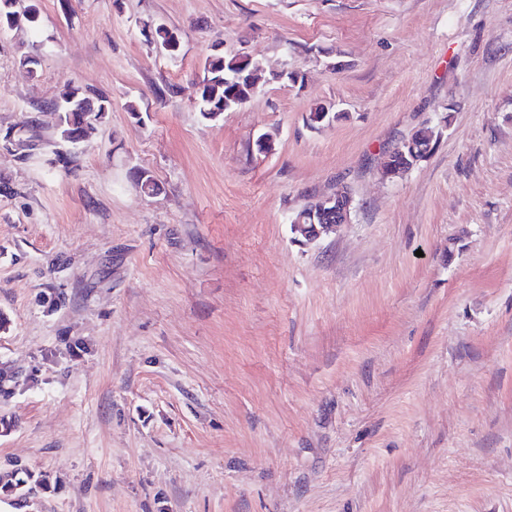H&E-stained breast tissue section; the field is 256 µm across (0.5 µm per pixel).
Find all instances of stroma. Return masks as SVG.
Here are the masks:
<instances>
[{"instance_id": "1", "label": "stroma", "mask_w": 512, "mask_h": 512, "mask_svg": "<svg viewBox=\"0 0 512 512\" xmlns=\"http://www.w3.org/2000/svg\"><path fill=\"white\" fill-rule=\"evenodd\" d=\"M31 3L0 30V475L50 485L0 512H512V0ZM216 48L264 71L211 122ZM68 85L111 104L71 150ZM340 186L351 223L293 234ZM72 106V103L62 106L61 104L58 105L57 112H55L57 116V122H56V128L62 129V137L65 141L70 142L73 145H77L81 141L84 140V138L87 135L88 130L90 129V123H91V117L86 121L83 128L78 133H72L70 131L71 126L67 123L65 120V112H71L75 108H70ZM418 131L413 132L407 139H405L402 143V146L398 149L400 156L402 160L400 163H393L388 164L389 160L387 157L390 155H393V150L389 151L385 154L383 161L381 162L380 168H379V174L382 177V179H392L396 176L403 175L410 170H412L415 166V163L419 159H425L430 154L431 150L433 149V141H434V135L431 131L427 132V137L425 142L428 144V146H422L419 144V141H423L422 137H418ZM403 147H406L407 149H410L409 153V159L407 158L405 151ZM419 153H422L423 156L421 158H416V155Z\"/></svg>"}]
</instances>
